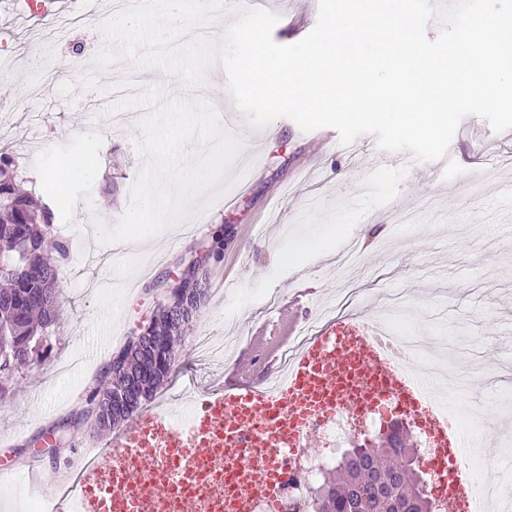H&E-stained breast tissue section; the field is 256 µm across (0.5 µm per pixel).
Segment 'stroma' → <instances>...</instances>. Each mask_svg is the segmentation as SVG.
Returning <instances> with one entry per match:
<instances>
[{
	"mask_svg": "<svg viewBox=\"0 0 512 512\" xmlns=\"http://www.w3.org/2000/svg\"><path fill=\"white\" fill-rule=\"evenodd\" d=\"M278 15L273 39L290 45L318 21V0H266ZM59 35L16 16L0 28V147L21 175L44 189L46 178L80 157L94 163L68 173L53 199L60 205L55 230L71 253L59 267L60 323L41 359L16 377L0 398V482L26 485V461L66 473L80 448L99 442L89 429L63 431L85 405L113 352L149 321L153 286L179 275L177 261L208 239L217 225H235V241L211 277L208 299L184 333L159 399L175 411L224 380L226 366L265 378L276 364L252 369L258 346L285 345L280 323L302 327L334 314L346 289L360 291L347 324L362 330L380 317L408 324L433 356L447 337L454 358L439 386L448 399L509 408L484 426H463L487 464L481 479L496 484L512 475L502 443L512 436V129L496 132L482 118L464 117L445 158L397 166L374 136L350 145L328 144L282 117L267 128L242 127L248 163L234 161L239 182L206 212L191 217L193 231L168 227L139 241L135 251L101 242L96 222L114 225L130 203L145 164L143 110L109 111L117 94L93 60L105 46L100 31L109 9L82 0ZM60 70L31 91L40 60ZM319 242L321 251L307 248ZM265 290L283 308L263 310L249 290ZM401 293L405 310L385 305ZM236 338L225 363L198 357L201 337ZM68 441L58 456L49 449L59 434Z\"/></svg>",
	"mask_w": 512,
	"mask_h": 512,
	"instance_id": "35a3bbf8",
	"label": "stroma"
}]
</instances>
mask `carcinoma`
<instances>
[{"label": "carcinoma", "instance_id": "1", "mask_svg": "<svg viewBox=\"0 0 512 512\" xmlns=\"http://www.w3.org/2000/svg\"><path fill=\"white\" fill-rule=\"evenodd\" d=\"M18 167L0 148V395L14 377L35 362L40 344L57 325L61 286L58 263L70 257L69 242L54 233L57 207L38 198L35 189L23 192ZM204 254L202 266L185 273L184 288L208 292L212 266L224 260V227L195 250ZM179 305L160 295L151 318V339L140 348L129 337L118 352L126 371L99 382L86 404L112 408V428L131 415L117 411L114 402L124 400L138 410L153 399L167 380V362L175 360V348L165 343L169 318L188 327L200 306L188 318L179 317ZM355 459L343 460L333 473L313 489L316 512H433L422 487L424 480L408 467L393 448L383 444L354 449Z\"/></svg>", "mask_w": 512, "mask_h": 512}]
</instances>
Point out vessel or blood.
<instances>
[{
	"label": "vessel or blood",
	"instance_id": "obj_1",
	"mask_svg": "<svg viewBox=\"0 0 512 512\" xmlns=\"http://www.w3.org/2000/svg\"><path fill=\"white\" fill-rule=\"evenodd\" d=\"M348 380L355 382L363 407L391 399L421 418L432 403L431 386L394 363L385 338L368 329L350 334L332 323L301 348L278 386L219 385L202 395L188 411L187 431L172 435L171 462L178 465L190 456L201 464L220 452L234 458L236 476L247 491L233 496L226 509L251 512L253 498L275 496L290 445L312 418L335 413L343 400L339 388ZM162 419L160 413H149L105 440V447L128 449L123 466L99 461L81 467L78 486L57 485L52 512H69L71 498L86 497L92 486L105 490L108 503L125 504L151 465L150 429ZM429 437L451 466L448 495L459 512H474L472 476L460 462L467 440L442 414L431 420ZM145 492L163 505L177 502L178 512H197L196 495L178 491L167 479L153 480Z\"/></svg>",
	"mask_w": 512,
	"mask_h": 512
}]
</instances>
